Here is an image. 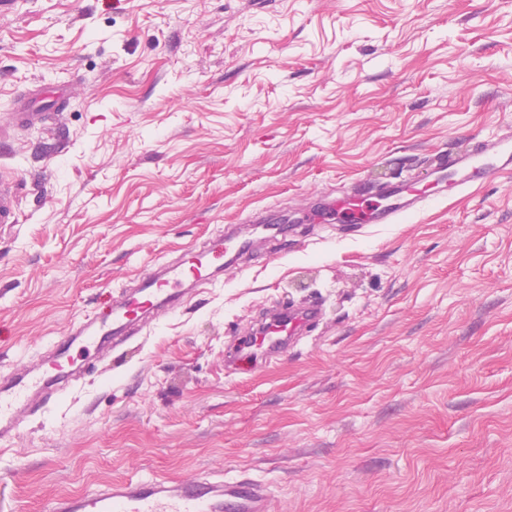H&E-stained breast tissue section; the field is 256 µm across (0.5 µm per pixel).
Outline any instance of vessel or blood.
Here are the masks:
<instances>
[{"instance_id":"b4317fda","label":"vessel or blood","mask_w":512,"mask_h":512,"mask_svg":"<svg viewBox=\"0 0 512 512\" xmlns=\"http://www.w3.org/2000/svg\"><path fill=\"white\" fill-rule=\"evenodd\" d=\"M440 174L453 177L458 193L469 194L502 175L512 174V131L482 141L466 152L442 155ZM16 183L0 173V223L15 224ZM426 195L397 183L370 194L336 197L332 207L347 224H397L411 212L423 209ZM278 238L276 225L226 226L187 260L153 263L130 284L114 289L108 311H90L70 325L64 338L50 342L13 371L0 376V443L15 440L21 427L48 404L62 398L71 385L100 361L148 325L181 309L206 286L215 285L222 267L210 256L238 258L251 249L256 233ZM321 308L311 302L281 305L263 314L244 334L241 352L232 361L248 356L267 363L282 356L306 326L319 320ZM49 512H272L268 484L249 472L232 476L205 475L178 480L162 474L130 477L86 493L55 497Z\"/></svg>"}]
</instances>
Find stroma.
<instances>
[{"mask_svg":"<svg viewBox=\"0 0 512 512\" xmlns=\"http://www.w3.org/2000/svg\"><path fill=\"white\" fill-rule=\"evenodd\" d=\"M58 84L63 125L0 143V373L224 225L277 208L288 254L257 241L0 445V512L239 469L272 512H512V177L431 178L512 128V0H0V116ZM403 179L429 202L401 223L298 221ZM312 299L279 360L225 363L260 309ZM16 181L8 172L0 173V223L16 224L19 221L18 212L15 209Z\"/></svg>","mask_w":512,"mask_h":512,"instance_id":"35a3bbf8","label":"stroma"}]
</instances>
